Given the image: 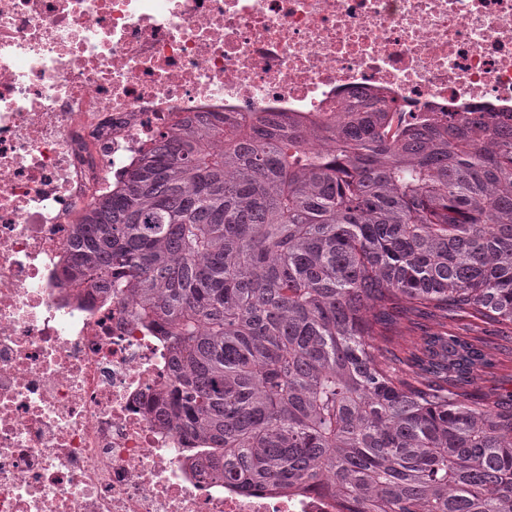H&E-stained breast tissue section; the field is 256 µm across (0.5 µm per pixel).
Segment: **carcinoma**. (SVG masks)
Wrapping results in <instances>:
<instances>
[{"label": "carcinoma", "mask_w": 512, "mask_h": 512, "mask_svg": "<svg viewBox=\"0 0 512 512\" xmlns=\"http://www.w3.org/2000/svg\"><path fill=\"white\" fill-rule=\"evenodd\" d=\"M63 277L128 291L168 344L158 402L231 487L339 512H512V411L465 401L498 352L427 333L405 385L371 342L401 312L512 323V136L385 101L310 129L189 117L76 225Z\"/></svg>", "instance_id": "obj_1"}]
</instances>
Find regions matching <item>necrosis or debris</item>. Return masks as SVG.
Masks as SVG:
<instances>
[{"mask_svg":"<svg viewBox=\"0 0 512 512\" xmlns=\"http://www.w3.org/2000/svg\"><path fill=\"white\" fill-rule=\"evenodd\" d=\"M358 95L512 129V0H0V512H336L214 479L126 289L58 275L158 129Z\"/></svg>","mask_w":512,"mask_h":512,"instance_id":"4bbe7bcc","label":"necrosis or debris"}]
</instances>
